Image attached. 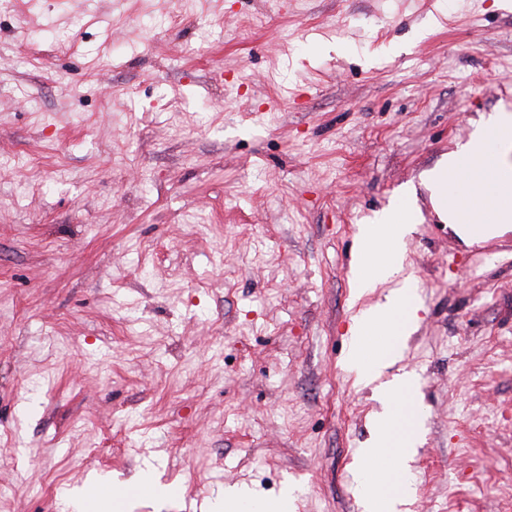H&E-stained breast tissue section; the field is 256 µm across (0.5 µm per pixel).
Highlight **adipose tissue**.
Returning <instances> with one entry per match:
<instances>
[{"label":"adipose tissue","instance_id":"1","mask_svg":"<svg viewBox=\"0 0 512 512\" xmlns=\"http://www.w3.org/2000/svg\"><path fill=\"white\" fill-rule=\"evenodd\" d=\"M483 157L487 166H473ZM484 185L485 197L477 200L469 184ZM427 183L443 219L465 241H484L512 228V114L497 112L479 123L467 141L457 144L445 161L431 170ZM415 193L406 189L394 206L375 223L360 225L356 238L355 283L358 292L390 279L401 262L402 242L415 217ZM413 291H392L387 302L364 310L351 328L349 371L359 383L375 384L383 411L374 421L369 447L359 451V479L364 512H401L412 497L410 450L420 438L419 410L413 382L377 379L392 363L399 339L417 319ZM394 466L393 481H385L381 463Z\"/></svg>","mask_w":512,"mask_h":512}]
</instances>
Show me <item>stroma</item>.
Returning <instances> with one entry per match:
<instances>
[{"label":"stroma","mask_w":512,"mask_h":512,"mask_svg":"<svg viewBox=\"0 0 512 512\" xmlns=\"http://www.w3.org/2000/svg\"><path fill=\"white\" fill-rule=\"evenodd\" d=\"M509 99L501 0H0V512H362L354 227L409 185L411 512H512V231L423 181ZM293 490L285 489L273 502L256 501L238 496H225V512H288Z\"/></svg>","instance_id":"1"}]
</instances>
